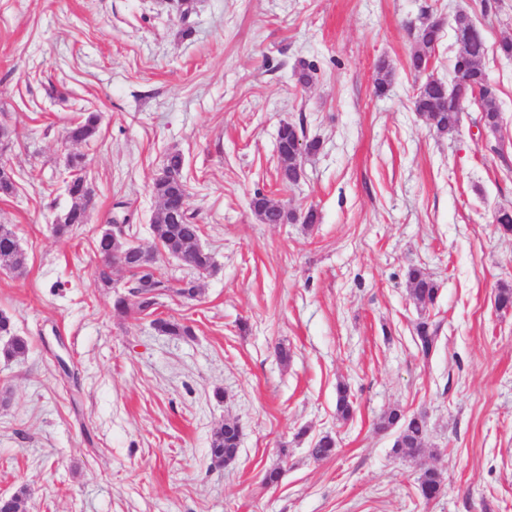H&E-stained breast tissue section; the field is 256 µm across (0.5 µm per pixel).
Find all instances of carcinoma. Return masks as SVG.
<instances>
[{"label":"carcinoma","instance_id":"1","mask_svg":"<svg viewBox=\"0 0 512 512\" xmlns=\"http://www.w3.org/2000/svg\"><path fill=\"white\" fill-rule=\"evenodd\" d=\"M440 22L429 16L424 18L418 27L416 38L420 50L411 57V64L417 71L427 68L428 53L440 38ZM486 44L482 34L460 42V47L453 64L454 88L457 94L466 101H475L482 112L484 125L492 131H497L502 122V113L499 106L498 91L492 85L483 69L481 60L485 55ZM442 85L436 81L423 84L413 100L414 111L425 118L437 116V125L442 133L453 134L459 124V112L453 108H445L443 103ZM100 114L97 112H84L73 122L68 129L67 137L74 145L89 142L96 135ZM72 174L68 181V193L71 205L66 210L69 215L67 222L53 225L54 233L59 238L71 236L79 226L87 223V211L92 202L89 198L88 183L80 175L84 169V157L74 154L70 159ZM184 160L181 154L173 152L168 154L163 171L169 174L167 179L156 178L152 184L155 196L160 200L162 207L158 211L152 230L158 244L168 253L179 257L189 268L194 270L197 278L182 282L174 288L161 277L158 269L139 271L140 259L132 245L119 242L113 234L112 227L99 229L96 234V250L102 257V263L97 270L98 280L105 286L112 284V270L114 263L122 264L130 273V298L118 297L114 307L121 314L131 311L135 313L152 314L157 310L159 299L169 293L186 299H192L198 293V279L211 273L215 262L210 252L203 249L199 243L201 233L200 225L194 223V215L186 213L183 223H173V216L164 204L180 200L186 192L183 176ZM251 206L263 224H268L277 218L275 202L265 196L256 195ZM0 265L5 269L22 275L26 271V257L20 248L13 229L7 224H0ZM409 296L415 304L425 309L435 303L438 286L435 281L418 267L408 271ZM158 333L169 336H189L191 329L176 319L157 317L152 321ZM438 327L427 319H421L415 326V340L418 349L425 356L430 355L437 337ZM0 337L7 338V342L0 349V353L7 359H23L28 353V340L15 334L13 318L6 312L0 311ZM336 413L342 420H347L354 413V406L345 387H338L336 400ZM381 431L393 429L400 430L398 439L393 444V452L403 458L417 460L425 452V439L427 435V422L423 415H409L395 407L388 410L378 423ZM240 445L239 425L233 419L224 420V424L215 430L211 438L210 455L213 462L224 463L227 458H234ZM310 455L316 460L330 458L336 452V441L329 435L317 438L309 449ZM445 489L442 473L434 468L427 467L421 470L417 479L419 494L427 499L440 496Z\"/></svg>","mask_w":512,"mask_h":512}]
</instances>
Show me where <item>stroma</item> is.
<instances>
[{
	"instance_id": "stroma-1",
	"label": "stroma",
	"mask_w": 512,
	"mask_h": 512,
	"mask_svg": "<svg viewBox=\"0 0 512 512\" xmlns=\"http://www.w3.org/2000/svg\"><path fill=\"white\" fill-rule=\"evenodd\" d=\"M460 11L485 39L495 133L472 102L451 137L413 107L429 79H451ZM428 15L442 30L417 72ZM506 38L512 0H193L185 18L167 0H0V164L17 181L0 224L27 258L23 276L0 268V310L29 341L24 359L0 356V493L26 487L25 512H512V309L495 304L512 286V237L493 221L512 209ZM382 61L392 79L378 96ZM86 110L99 131L72 145L66 128ZM287 122L320 142L295 184L276 150ZM175 151L215 261L195 298L160 300L188 336L115 311L125 271L108 288L96 276L95 235L124 201L133 243L156 249L171 284L191 279L151 230L152 184ZM76 153L94 198L88 224L59 239ZM258 194L318 221L260 223ZM413 266L437 282L433 306L410 300ZM424 317L439 328L427 356L414 343ZM394 406L426 418L418 461L375 428ZM227 418L241 445L219 466L209 446ZM325 434L336 454L318 461ZM275 466L282 481L265 487ZM426 467L445 483L430 501ZM444 489L443 476L438 469L427 467L421 470L417 479V490L423 498L434 499L440 496Z\"/></svg>"
}]
</instances>
